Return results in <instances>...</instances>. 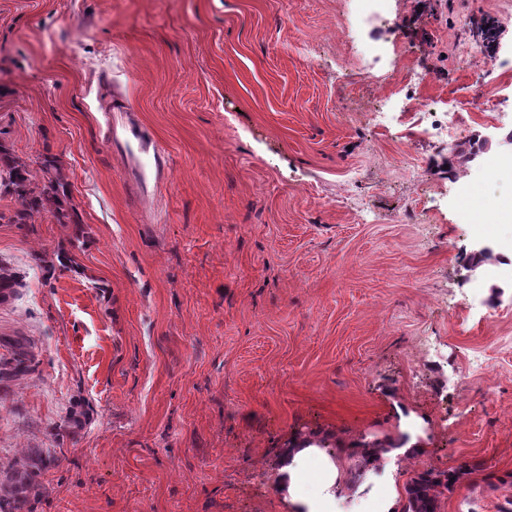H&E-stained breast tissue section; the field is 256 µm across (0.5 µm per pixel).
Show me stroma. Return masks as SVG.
I'll return each instance as SVG.
<instances>
[{
	"label": "stroma",
	"instance_id": "stroma-1",
	"mask_svg": "<svg viewBox=\"0 0 512 512\" xmlns=\"http://www.w3.org/2000/svg\"><path fill=\"white\" fill-rule=\"evenodd\" d=\"M0 0V140L58 157L79 221L0 223V496L30 512H295L280 452L320 440L421 447L340 485L370 512L415 472L475 471L441 512L512 499V0ZM495 40L469 57L464 25ZM402 78L460 110L458 141L397 107ZM170 162L107 141L111 101ZM489 146L471 161L458 150ZM413 157L417 177L404 173ZM497 178H482L484 166ZM471 171L467 195L455 177ZM476 214L478 223L468 221ZM33 358L11 373L12 341Z\"/></svg>",
	"mask_w": 512,
	"mask_h": 512
}]
</instances>
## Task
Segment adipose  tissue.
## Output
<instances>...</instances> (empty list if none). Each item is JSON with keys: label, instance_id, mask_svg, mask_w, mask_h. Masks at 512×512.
<instances>
[{"label": "adipose tissue", "instance_id": "1", "mask_svg": "<svg viewBox=\"0 0 512 512\" xmlns=\"http://www.w3.org/2000/svg\"><path fill=\"white\" fill-rule=\"evenodd\" d=\"M314 461L320 464L323 479L320 495L310 496L302 488V476ZM339 483L340 473L335 462L320 448L295 441L282 449L274 487L277 492L288 495L292 501L306 507L307 512H333L335 497L332 489Z\"/></svg>", "mask_w": 512, "mask_h": 512}]
</instances>
